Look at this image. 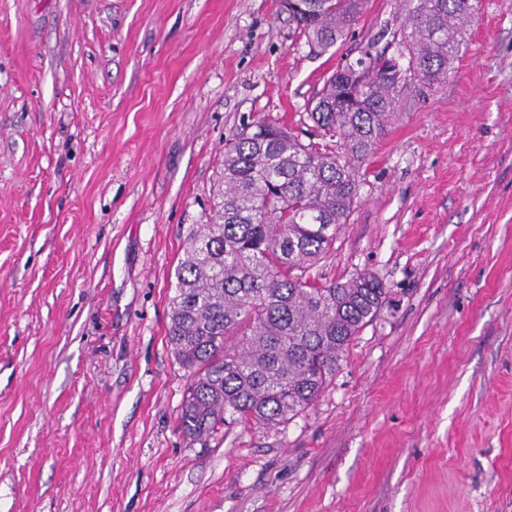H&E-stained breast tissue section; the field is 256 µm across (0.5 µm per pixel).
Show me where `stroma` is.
<instances>
[{"label": "stroma", "instance_id": "stroma-1", "mask_svg": "<svg viewBox=\"0 0 512 512\" xmlns=\"http://www.w3.org/2000/svg\"><path fill=\"white\" fill-rule=\"evenodd\" d=\"M410 7L317 53L281 0H0V512H512V0L360 165L314 273L386 304L326 391L275 432L179 426L169 298L225 144L308 138Z\"/></svg>", "mask_w": 512, "mask_h": 512}]
</instances>
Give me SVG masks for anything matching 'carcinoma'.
<instances>
[{
  "instance_id": "obj_1",
  "label": "carcinoma",
  "mask_w": 512,
  "mask_h": 512,
  "mask_svg": "<svg viewBox=\"0 0 512 512\" xmlns=\"http://www.w3.org/2000/svg\"><path fill=\"white\" fill-rule=\"evenodd\" d=\"M291 11L321 53L346 38L364 0H306ZM472 0H416L399 55L411 80L444 81ZM327 79L309 117L319 141L303 142L276 120L251 124L224 149L220 203L189 227L177 273L168 342L190 376L180 428L207 441L234 423L271 431L308 409L331 384L350 343L382 308L386 288L372 275L322 283L312 268L346 223L359 167L399 110L402 86L370 59Z\"/></svg>"
}]
</instances>
